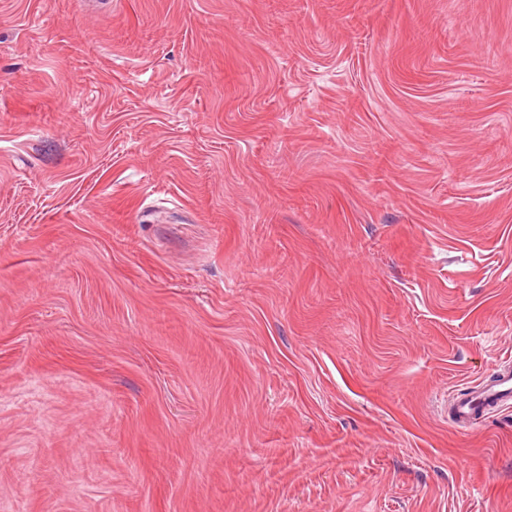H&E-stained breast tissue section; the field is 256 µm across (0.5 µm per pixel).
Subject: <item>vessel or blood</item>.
I'll return each mask as SVG.
<instances>
[{
    "label": "vessel or blood",
    "instance_id": "vessel-or-blood-1",
    "mask_svg": "<svg viewBox=\"0 0 512 512\" xmlns=\"http://www.w3.org/2000/svg\"><path fill=\"white\" fill-rule=\"evenodd\" d=\"M512 405V369L497 370L471 391L454 396L450 413L461 426L479 423L480 419L502 407Z\"/></svg>",
    "mask_w": 512,
    "mask_h": 512
}]
</instances>
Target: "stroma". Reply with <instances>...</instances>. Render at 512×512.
<instances>
[{"label": "stroma", "instance_id": "stroma-1", "mask_svg": "<svg viewBox=\"0 0 512 512\" xmlns=\"http://www.w3.org/2000/svg\"><path fill=\"white\" fill-rule=\"evenodd\" d=\"M512 0H0V512H512ZM512 404V369L497 370L472 390L454 396L450 413L460 426L479 423L480 419L502 407Z\"/></svg>", "mask_w": 512, "mask_h": 512}]
</instances>
